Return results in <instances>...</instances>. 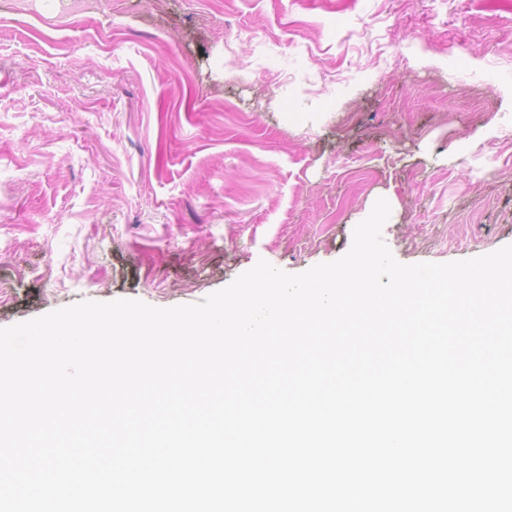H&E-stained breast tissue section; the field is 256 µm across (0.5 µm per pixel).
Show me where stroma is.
<instances>
[{
    "label": "stroma",
    "instance_id": "1",
    "mask_svg": "<svg viewBox=\"0 0 512 512\" xmlns=\"http://www.w3.org/2000/svg\"><path fill=\"white\" fill-rule=\"evenodd\" d=\"M512 244V0H0V328Z\"/></svg>",
    "mask_w": 512,
    "mask_h": 512
}]
</instances>
